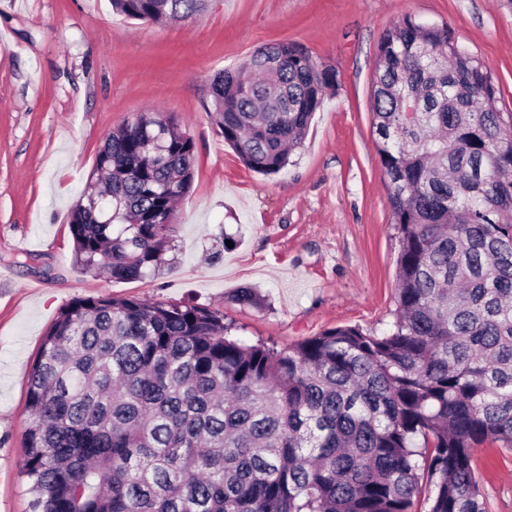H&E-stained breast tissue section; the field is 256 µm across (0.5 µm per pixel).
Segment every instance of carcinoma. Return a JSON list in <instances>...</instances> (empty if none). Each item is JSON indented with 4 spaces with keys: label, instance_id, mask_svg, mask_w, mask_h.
I'll list each match as a JSON object with an SVG mask.
<instances>
[{
    "label": "carcinoma",
    "instance_id": "obj_1",
    "mask_svg": "<svg viewBox=\"0 0 512 512\" xmlns=\"http://www.w3.org/2000/svg\"><path fill=\"white\" fill-rule=\"evenodd\" d=\"M207 0H112L145 22ZM335 70L282 43L210 84V119L251 170L280 171ZM446 26L410 16L377 47L373 129L400 239L381 336L328 329L247 344L183 302L78 298L26 393L32 512H488L477 447L512 446V112ZM193 140L150 112L109 133L70 212L74 263L117 281L168 265ZM112 199V209L101 207ZM231 301L262 307L254 289Z\"/></svg>",
    "mask_w": 512,
    "mask_h": 512
}]
</instances>
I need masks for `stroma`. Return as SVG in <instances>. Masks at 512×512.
Here are the masks:
<instances>
[{"label":"stroma","instance_id":"35a3bbf8","mask_svg":"<svg viewBox=\"0 0 512 512\" xmlns=\"http://www.w3.org/2000/svg\"><path fill=\"white\" fill-rule=\"evenodd\" d=\"M407 15L449 26L498 84L499 109L512 112V0H209L172 24L117 14L109 0H0V512H30L28 376L74 299L205 306L249 344L392 329L400 242L370 95L378 41ZM279 42L334 68L337 85L288 166L263 176L211 121L210 81ZM144 111L173 116L195 145L191 191L172 218L174 261L132 282L82 274L69 210L107 134ZM226 235L233 247L213 258ZM243 286L268 306L231 303ZM474 464L490 512H512V447L486 441Z\"/></svg>","mask_w":512,"mask_h":512}]
</instances>
